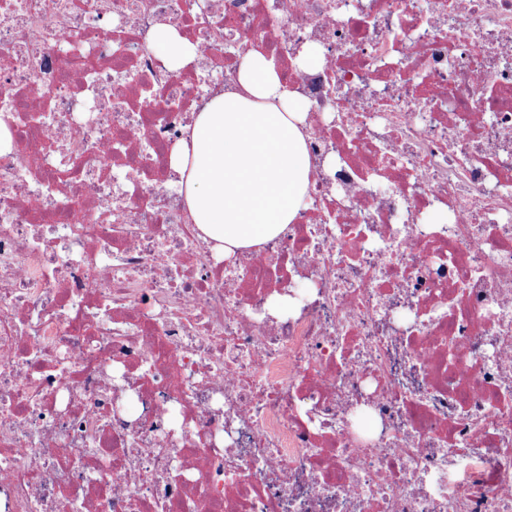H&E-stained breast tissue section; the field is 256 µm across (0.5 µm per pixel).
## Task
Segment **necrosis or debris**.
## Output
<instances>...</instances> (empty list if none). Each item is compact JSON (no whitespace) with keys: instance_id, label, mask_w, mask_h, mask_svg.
Here are the masks:
<instances>
[{"instance_id":"necrosis-or-debris-1","label":"necrosis or debris","mask_w":512,"mask_h":512,"mask_svg":"<svg viewBox=\"0 0 512 512\" xmlns=\"http://www.w3.org/2000/svg\"><path fill=\"white\" fill-rule=\"evenodd\" d=\"M251 46L314 173L228 264L167 159ZM0 116V512H512V0H0ZM150 51L160 55L170 70L178 71L196 57L194 45L170 24H159L149 45Z\"/></svg>"}]
</instances>
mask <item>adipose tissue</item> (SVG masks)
<instances>
[{"label": "adipose tissue", "mask_w": 512, "mask_h": 512, "mask_svg": "<svg viewBox=\"0 0 512 512\" xmlns=\"http://www.w3.org/2000/svg\"><path fill=\"white\" fill-rule=\"evenodd\" d=\"M149 49L173 71L196 57L193 44L170 24L156 26ZM307 109L274 60L254 49L235 85L191 112L185 138L171 148L173 184L193 224L225 260L296 223L313 168Z\"/></svg>", "instance_id": "obj_1"}]
</instances>
